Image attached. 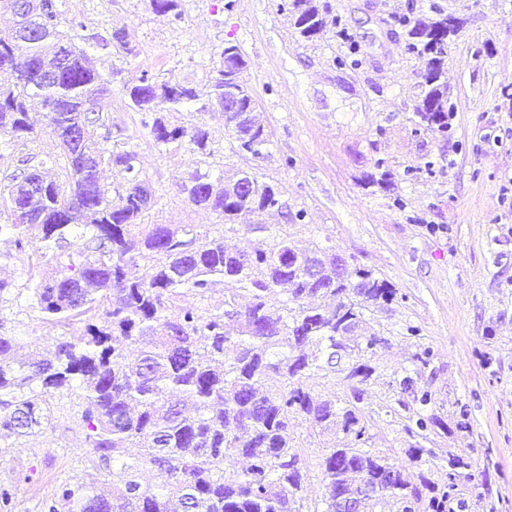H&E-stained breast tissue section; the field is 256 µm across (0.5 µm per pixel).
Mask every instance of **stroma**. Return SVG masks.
<instances>
[{
    "label": "stroma",
    "mask_w": 512,
    "mask_h": 512,
    "mask_svg": "<svg viewBox=\"0 0 512 512\" xmlns=\"http://www.w3.org/2000/svg\"><path fill=\"white\" fill-rule=\"evenodd\" d=\"M279 0H180V12H155L149 0H55L58 28L92 58L108 89L103 112L112 136L136 153L152 190L147 224L196 225L207 231L221 216L193 205L182 189L197 172L212 180L244 170L281 186L284 210L266 215L284 224L298 246L341 255L398 291L396 301L369 315L387 344L369 356L375 369L360 407L373 451L431 486L448 483V458L466 456L470 476L458 493L465 512H512V99L501 85L512 79V0H417V12L439 8L462 27L448 42L444 80L455 105L447 136L415 135V108L425 64L403 50L405 33L392 17L405 0H318L322 34L299 37L278 9ZM361 48L358 68H338L345 51L335 26ZM125 30L133 53L119 51L112 34ZM240 45L243 77L271 133L267 154L236 152L219 109L207 99L169 112L175 125L203 126L206 151L189 143L154 144L151 114L133 109L125 87L147 78L204 89L225 42ZM34 134L0 139V334L16 337L23 354L51 353L76 326L48 324L33 290L47 268L41 242L31 238L14 256L8 177L19 159L46 161L54 180L66 178L59 146L43 113ZM391 173L387 187L369 185L375 160ZM303 213L295 221V213ZM419 329L410 336L408 327ZM431 349L429 365L414 357ZM428 389L431 413L445 429L421 438L406 430L413 406H401L396 380L404 371ZM44 432L0 436V486L13 492L11 512H42L63 485L112 490V471L86 443L78 396L52 399ZM470 429L457 431L460 408ZM294 432L310 478L305 505L321 501L319 464L338 436L296 418ZM421 447L420 457L409 450Z\"/></svg>",
    "instance_id": "obj_1"
}]
</instances>
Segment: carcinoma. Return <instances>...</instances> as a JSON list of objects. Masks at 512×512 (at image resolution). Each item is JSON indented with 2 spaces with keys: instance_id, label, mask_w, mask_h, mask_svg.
I'll return each mask as SVG.
<instances>
[{
  "instance_id": "cac0c4a2",
  "label": "carcinoma",
  "mask_w": 512,
  "mask_h": 512,
  "mask_svg": "<svg viewBox=\"0 0 512 512\" xmlns=\"http://www.w3.org/2000/svg\"><path fill=\"white\" fill-rule=\"evenodd\" d=\"M278 10L303 38L323 31L315 0H281ZM434 13L420 19L415 0H406L395 15L406 31L405 51L425 61L416 107L419 134L447 133L454 112L443 75L448 40L459 24L438 9ZM26 24L37 26L40 35L0 33V70L24 58L16 85L0 88V136L31 134L25 117L34 106L46 110L47 126L60 143L84 118L107 130L100 140L91 131L85 141L62 147L66 184L46 179L28 159L10 176L9 200L22 212H11L17 254L26 251L32 230L44 243L48 273L34 288L44 319L65 323L98 310L79 339L59 341L51 358H17L15 339L0 335V431L23 436L47 429L54 394L76 386L82 390L88 447L112 466V498L89 486H65L44 504V512H172L173 501L179 512H302L309 475L292 430L297 416L343 434L322 458L325 497L311 512H336V498L362 482L377 485V501H394L398 512H417L422 503L425 512L463 509L457 480L471 467L463 457L449 459L447 487L425 503L423 475L367 449L372 436L358 404L361 386L375 373L368 355L381 336L367 329V313L393 302L397 289L360 267L340 271L341 258L318 246L299 251L317 266L316 279L305 277L301 261L290 257L296 246L288 228L236 223L242 202L232 174L215 184L196 173L182 184L194 205L224 217L221 232L141 223L151 203L127 189L142 181L136 154L103 147L112 127L100 112L107 92L100 74L58 30L55 3ZM336 36L348 44L337 66L358 67L359 45L344 27ZM231 50L236 70L213 72L203 91L188 94L186 86L167 81L127 87L125 93L134 107L148 112L174 110L201 96L219 106L231 95L252 112V122L247 136H228L237 152L261 157L270 134L242 77L241 49L233 44ZM62 55L66 67L42 82L39 74L57 67ZM150 134L158 145L185 140L202 152L208 142L201 126L172 125L163 117L152 121ZM105 161L118 168L125 186L115 201L97 176ZM27 175L44 184L37 198L23 189ZM282 196L280 187L256 179L250 208L274 210ZM256 232L263 237L258 248L224 246L228 234ZM218 290L223 311L209 313L197 305ZM172 306L179 309L175 317L167 315ZM339 351L352 382L351 398L344 402L332 390L314 395L304 384L315 373L336 372ZM398 386L415 403L431 401L409 373ZM188 398L192 413L184 408ZM431 426L444 423L419 413L406 430L424 438ZM240 458L247 462L242 471H224L225 461ZM147 464L166 474L165 492L140 482Z\"/></svg>"
}]
</instances>
